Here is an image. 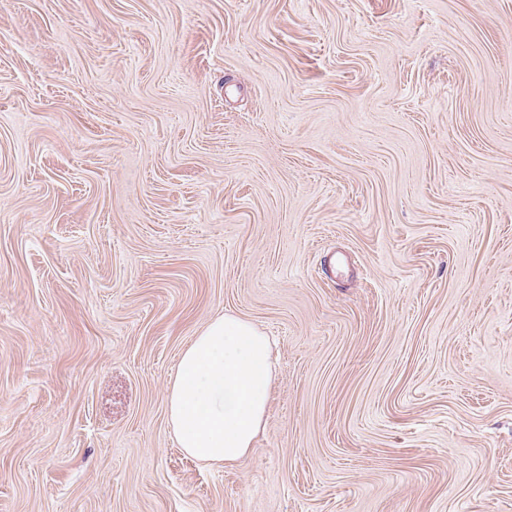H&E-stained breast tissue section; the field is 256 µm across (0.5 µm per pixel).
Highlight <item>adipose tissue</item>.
<instances>
[{
    "label": "adipose tissue",
    "mask_w": 512,
    "mask_h": 512,
    "mask_svg": "<svg viewBox=\"0 0 512 512\" xmlns=\"http://www.w3.org/2000/svg\"><path fill=\"white\" fill-rule=\"evenodd\" d=\"M272 366L265 336L220 315L182 353L168 397L169 423L190 456L220 466L249 451L263 428Z\"/></svg>",
    "instance_id": "adipose-tissue-1"
}]
</instances>
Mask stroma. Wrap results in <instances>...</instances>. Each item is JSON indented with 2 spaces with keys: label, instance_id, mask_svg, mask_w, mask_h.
Segmentation results:
<instances>
[{
  "label": "stroma",
  "instance_id": "stroma-1",
  "mask_svg": "<svg viewBox=\"0 0 512 512\" xmlns=\"http://www.w3.org/2000/svg\"><path fill=\"white\" fill-rule=\"evenodd\" d=\"M0 512H512V0H0ZM265 336L229 315L209 321L182 353L168 397V418L190 456L236 464L263 428L272 366Z\"/></svg>",
  "mask_w": 512,
  "mask_h": 512
}]
</instances>
